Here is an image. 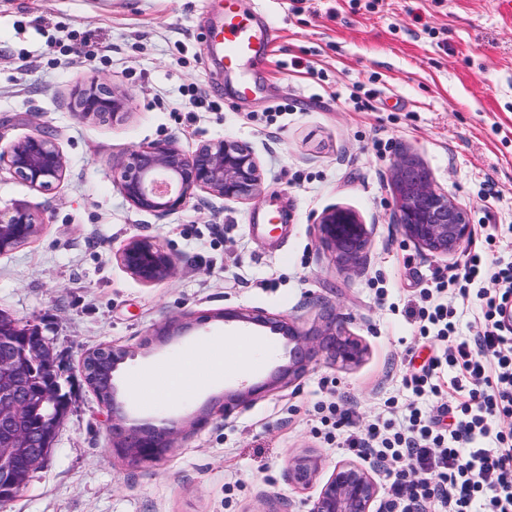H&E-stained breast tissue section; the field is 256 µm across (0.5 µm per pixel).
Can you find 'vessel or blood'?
I'll return each mask as SVG.
<instances>
[{"label":"vessel or blood","instance_id":"obj_1","mask_svg":"<svg viewBox=\"0 0 512 512\" xmlns=\"http://www.w3.org/2000/svg\"><path fill=\"white\" fill-rule=\"evenodd\" d=\"M219 43L224 53V66L240 70L263 60L276 38L272 26H258L240 14L237 0H225L224 25Z\"/></svg>","mask_w":512,"mask_h":512}]
</instances>
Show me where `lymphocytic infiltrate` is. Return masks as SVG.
Wrapping results in <instances>:
<instances>
[{"label": "lymphocytic infiltrate", "instance_id": "obj_1", "mask_svg": "<svg viewBox=\"0 0 512 512\" xmlns=\"http://www.w3.org/2000/svg\"><path fill=\"white\" fill-rule=\"evenodd\" d=\"M495 248V235L485 234L447 283L420 294V332H435L444 349L405 384L415 395L435 394L433 377L452 370L447 428L424 425L414 408L402 426L375 423L344 441L394 472L390 512H512V324L503 317L512 309V262ZM449 285L476 307L475 334H458L454 310L433 302Z\"/></svg>", "mask_w": 512, "mask_h": 512}]
</instances>
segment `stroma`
Listing matches in <instances>:
<instances>
[{
  "label": "stroma",
  "instance_id": "stroma-1",
  "mask_svg": "<svg viewBox=\"0 0 512 512\" xmlns=\"http://www.w3.org/2000/svg\"><path fill=\"white\" fill-rule=\"evenodd\" d=\"M275 24L266 58L247 71L212 54L224 0H0V147L52 131L67 169L47 191L0 173V209L22 205L38 237L0 255V310L39 327L60 364L71 412L54 449L0 512H308L319 488L288 483L291 457L309 453L328 478L355 453L338 448L326 416L352 414L350 431L400 412L436 416L447 392L418 397L405 378L438 353L419 332V292L462 267L405 240L394 221L390 170L416 155L435 184L467 208L472 235L495 225L512 260V0H238ZM99 80L129 98L116 122L72 110L77 83ZM251 83L249 96L239 94ZM247 144L260 162L261 197L228 202L197 192L165 215L133 208L112 165L135 148L171 140L185 152L207 141ZM369 231L353 269L319 242L331 207ZM159 242L177 272L146 286L117 251ZM237 308L310 330L337 309L365 348L352 366L317 356L290 386L190 428L207 401L262 381L284 361L281 335L221 321L143 350L150 334L190 313ZM250 336L254 366L218 382L141 402L134 417L163 416L188 431L162 460L131 463L112 450L86 351L129 350L121 387L148 366L177 363L191 346Z\"/></svg>",
  "mask_w": 512,
  "mask_h": 512
}]
</instances>
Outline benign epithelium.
Returning a JSON list of instances; mask_svg holds the SVG:
<instances>
[{"label":"benign epithelium","instance_id":"obj_1","mask_svg":"<svg viewBox=\"0 0 512 512\" xmlns=\"http://www.w3.org/2000/svg\"><path fill=\"white\" fill-rule=\"evenodd\" d=\"M127 108L104 82L96 80L73 89V111L82 119L119 120ZM30 188L47 191L61 181L66 159L49 131H37L0 148V165ZM112 182L138 210L165 214L185 205L197 191L227 201L256 200L261 194L260 164L251 148L237 140L220 139L201 144L192 154L173 141H161L135 149L128 159L112 167ZM396 224L405 239L435 255L456 253L469 239V211L454 202L435 184L419 161L407 154L391 169ZM39 222L27 209L0 210V254L15 250L39 232ZM320 243L341 263L358 265L368 243V230L356 213L331 207L318 222ZM117 260L145 285L163 281L176 271L175 255L160 243L132 239L117 253ZM212 320L237 321L270 328L286 340L288 361L275 367L261 382L242 385L224 395V403L211 404L193 425L207 423L217 411L247 405L266 393L296 382L312 357L324 353L330 360L350 366L365 353L362 344L347 334L336 311L323 324L302 331L283 319L267 318L243 309H224L174 319L148 336L143 343H168L196 324ZM129 351L112 345L87 352L82 375L106 411L113 448L132 462L155 460L173 447L180 430L176 422L152 419L130 421L115 372ZM70 411L60 397L56 357L49 339L36 328L22 327L8 313L0 312V504L15 497L32 474L48 459L57 433ZM320 461L310 455L288 459V481L312 484L320 473ZM379 486L370 470L352 461L336 464L322 483L308 512H372Z\"/></svg>","mask_w":512,"mask_h":512}]
</instances>
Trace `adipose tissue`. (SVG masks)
<instances>
[{"mask_svg": "<svg viewBox=\"0 0 512 512\" xmlns=\"http://www.w3.org/2000/svg\"><path fill=\"white\" fill-rule=\"evenodd\" d=\"M224 367V344L215 341L209 343L205 351H189L178 366L166 370L164 379H156L151 374L142 376L131 392L140 401L149 402L188 388L204 386L220 378Z\"/></svg>", "mask_w": 512, "mask_h": 512, "instance_id": "1", "label": "adipose tissue"}]
</instances>
